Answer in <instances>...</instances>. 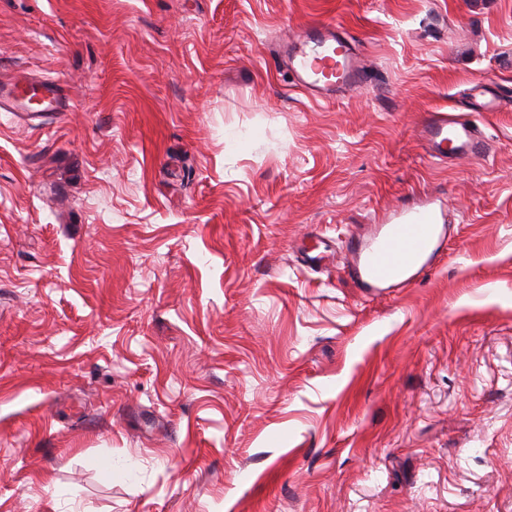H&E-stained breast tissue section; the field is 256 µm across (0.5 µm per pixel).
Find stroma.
I'll use <instances>...</instances> for the list:
<instances>
[{
    "mask_svg": "<svg viewBox=\"0 0 512 512\" xmlns=\"http://www.w3.org/2000/svg\"><path fill=\"white\" fill-rule=\"evenodd\" d=\"M18 71L69 109L0 112V512H512V0H0ZM421 202L443 256L361 288ZM284 54L298 84L316 98H330L357 81L359 58L332 23L307 29ZM423 138L431 158L443 160L464 155L480 154L484 143L474 129L465 121L448 118L447 114L430 120L423 129Z\"/></svg>",
    "mask_w": 512,
    "mask_h": 512,
    "instance_id": "1",
    "label": "stroma"
}]
</instances>
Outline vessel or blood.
<instances>
[{"label":"vessel or blood","mask_w":512,"mask_h":512,"mask_svg":"<svg viewBox=\"0 0 512 512\" xmlns=\"http://www.w3.org/2000/svg\"><path fill=\"white\" fill-rule=\"evenodd\" d=\"M289 68L299 85L314 97L326 99L357 81L360 61L351 46L331 23L315 25L284 49ZM40 99L45 112H62L66 100L52 80L18 78L0 82V112H25L32 99ZM429 155L434 159L482 153L484 143L467 122L440 115L423 129ZM443 231L435 214L420 208L382 225L372 240L357 249L351 271L368 288H393L419 277L437 257Z\"/></svg>","instance_id":"1"}]
</instances>
